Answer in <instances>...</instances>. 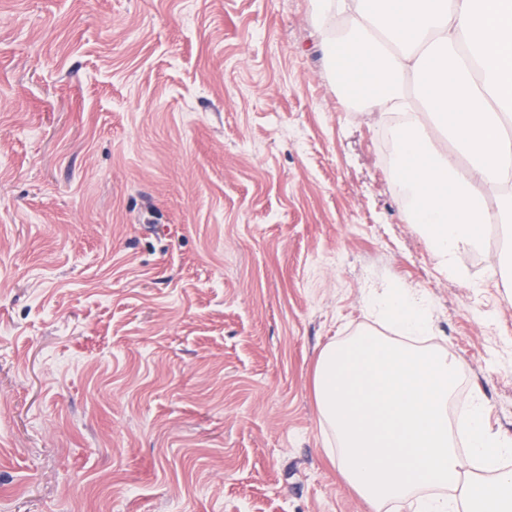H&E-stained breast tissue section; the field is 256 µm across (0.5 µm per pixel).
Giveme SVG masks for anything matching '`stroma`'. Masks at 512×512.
I'll list each match as a JSON object with an SVG mask.
<instances>
[{
  "label": "stroma",
  "instance_id": "stroma-1",
  "mask_svg": "<svg viewBox=\"0 0 512 512\" xmlns=\"http://www.w3.org/2000/svg\"><path fill=\"white\" fill-rule=\"evenodd\" d=\"M310 0H0V512H372L312 370L433 302L512 436L499 237L448 278Z\"/></svg>",
  "mask_w": 512,
  "mask_h": 512
}]
</instances>
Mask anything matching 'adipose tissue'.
Masks as SVG:
<instances>
[{
	"mask_svg": "<svg viewBox=\"0 0 512 512\" xmlns=\"http://www.w3.org/2000/svg\"><path fill=\"white\" fill-rule=\"evenodd\" d=\"M331 59L360 85L371 115L392 129L393 175L411 223L437 266L456 276L461 252L484 246L480 225L512 237V0H312ZM370 330L324 346L313 393L341 476L374 512H454L448 487H466L481 512H512V437L491 432L479 392L460 395L462 365L415 339L434 327L424 292L373 293ZM466 407L468 451L448 430V404Z\"/></svg>",
	"mask_w": 512,
	"mask_h": 512,
	"instance_id": "obj_1",
	"label": "adipose tissue"
}]
</instances>
